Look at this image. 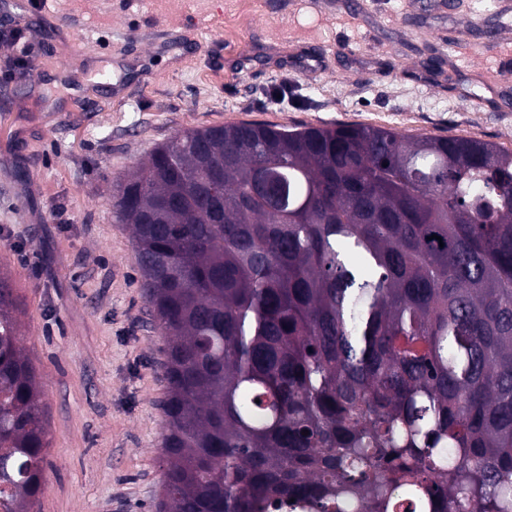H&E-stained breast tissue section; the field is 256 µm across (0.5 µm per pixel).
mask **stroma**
I'll return each mask as SVG.
<instances>
[{"label":"stroma","instance_id":"35a3bbf8","mask_svg":"<svg viewBox=\"0 0 512 512\" xmlns=\"http://www.w3.org/2000/svg\"><path fill=\"white\" fill-rule=\"evenodd\" d=\"M504 2L0 0L31 37L27 49L0 41V271L23 301L20 343L44 393L35 512H151L159 491L166 338L113 209L119 182L178 133L241 121L512 149V77L459 65L448 43L512 24Z\"/></svg>","mask_w":512,"mask_h":512}]
</instances>
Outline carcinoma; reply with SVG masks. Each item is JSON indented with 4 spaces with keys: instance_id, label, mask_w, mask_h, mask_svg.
<instances>
[{
    "instance_id": "obj_1",
    "label": "carcinoma",
    "mask_w": 512,
    "mask_h": 512,
    "mask_svg": "<svg viewBox=\"0 0 512 512\" xmlns=\"http://www.w3.org/2000/svg\"><path fill=\"white\" fill-rule=\"evenodd\" d=\"M118 189L167 336L154 512H512V150L240 122ZM18 310L0 276V512L45 486Z\"/></svg>"
}]
</instances>
